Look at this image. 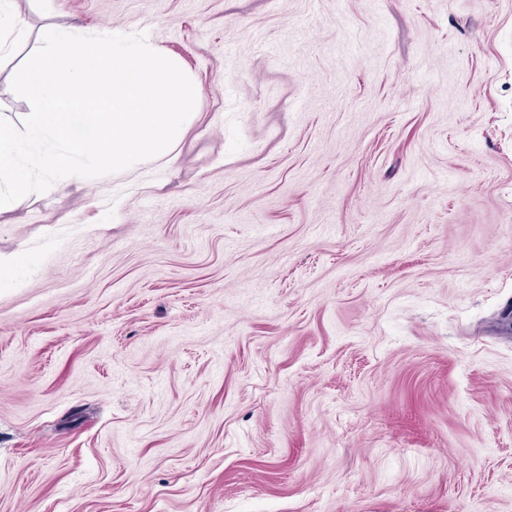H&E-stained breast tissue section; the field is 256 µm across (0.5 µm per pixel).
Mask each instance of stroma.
<instances>
[{"label": "stroma", "instance_id": "35a3bbf8", "mask_svg": "<svg viewBox=\"0 0 512 512\" xmlns=\"http://www.w3.org/2000/svg\"><path fill=\"white\" fill-rule=\"evenodd\" d=\"M199 82L0 214V512H512V0H16Z\"/></svg>", "mask_w": 512, "mask_h": 512}]
</instances>
